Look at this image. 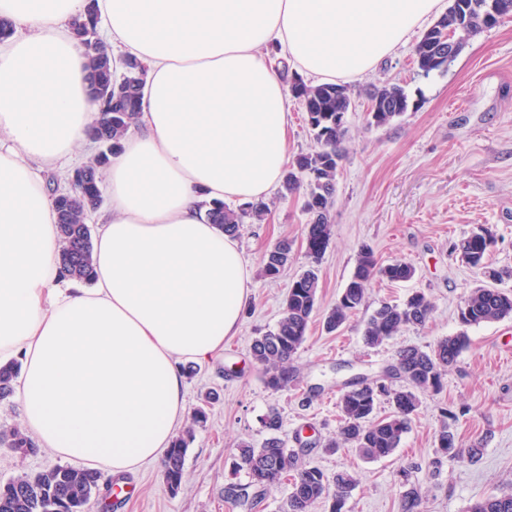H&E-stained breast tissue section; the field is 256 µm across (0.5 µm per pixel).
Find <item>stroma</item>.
<instances>
[{"label": "stroma", "instance_id": "35a3bbf8", "mask_svg": "<svg viewBox=\"0 0 512 512\" xmlns=\"http://www.w3.org/2000/svg\"><path fill=\"white\" fill-rule=\"evenodd\" d=\"M385 82L401 86L410 106L377 127L367 121L369 92ZM348 86L353 109L329 214L332 235L318 265L317 304L292 363L293 381L269 390L251 356L253 340L276 326L294 278L309 262L303 196L282 200L274 194L265 219L246 220L236 237L252 280L240 331L186 381L187 408L210 391L219 399L205 426L195 430L180 489H165L162 461L145 462L124 475L128 495L91 499L85 512H246L227 500L236 481L232 461L240 441L258 444L268 437L263 420L274 412L282 418L280 437L304 464L330 478L355 473L358 484L344 512H401L408 483L421 491V512H468L477 500L512 492V318L461 325L460 302L483 278L450 254L454 242L486 227L495 238L488 264L512 270V18L473 37L446 71L418 74L409 42ZM281 239L291 242L294 262L270 280L261 274L262 258ZM364 244L378 260L410 263L416 274L406 282L373 279L364 304L338 332L327 333L323 317ZM417 290L434 304L426 324L367 346L363 331L373 312ZM461 333L467 347L441 391L421 394L419 412L393 456L365 461L348 449L325 451L339 430L337 402L346 381L386 371L401 347L426 350ZM446 410L457 416L460 439L483 440L478 458L437 460L435 435ZM61 463L47 449L22 457L0 448V483ZM404 466L411 470L406 481Z\"/></svg>", "mask_w": 512, "mask_h": 512}]
</instances>
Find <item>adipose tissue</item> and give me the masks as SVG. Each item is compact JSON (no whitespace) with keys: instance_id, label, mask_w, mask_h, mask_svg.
Returning <instances> with one entry per match:
<instances>
[{"instance_id":"adipose-tissue-1","label":"adipose tissue","mask_w":512,"mask_h":512,"mask_svg":"<svg viewBox=\"0 0 512 512\" xmlns=\"http://www.w3.org/2000/svg\"><path fill=\"white\" fill-rule=\"evenodd\" d=\"M86 3L0 0V364H21L39 447L123 475L184 423L183 365L239 330L250 271L206 213L281 182L290 81L361 77L446 3L96 0L113 71L133 58L146 74L84 283L59 272L46 177L91 154L98 104L72 27Z\"/></svg>"}]
</instances>
